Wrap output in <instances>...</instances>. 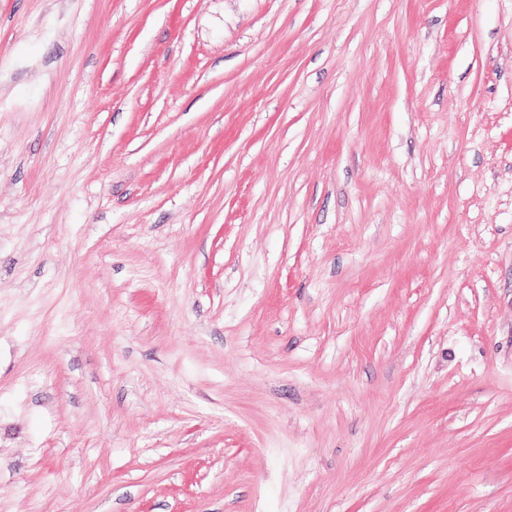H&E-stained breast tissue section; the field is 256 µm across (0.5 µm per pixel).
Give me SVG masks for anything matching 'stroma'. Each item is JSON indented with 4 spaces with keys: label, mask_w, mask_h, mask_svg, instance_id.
I'll return each instance as SVG.
<instances>
[{
    "label": "stroma",
    "mask_w": 512,
    "mask_h": 512,
    "mask_svg": "<svg viewBox=\"0 0 512 512\" xmlns=\"http://www.w3.org/2000/svg\"><path fill=\"white\" fill-rule=\"evenodd\" d=\"M0 512H512V0H0Z\"/></svg>",
    "instance_id": "35a3bbf8"
}]
</instances>
